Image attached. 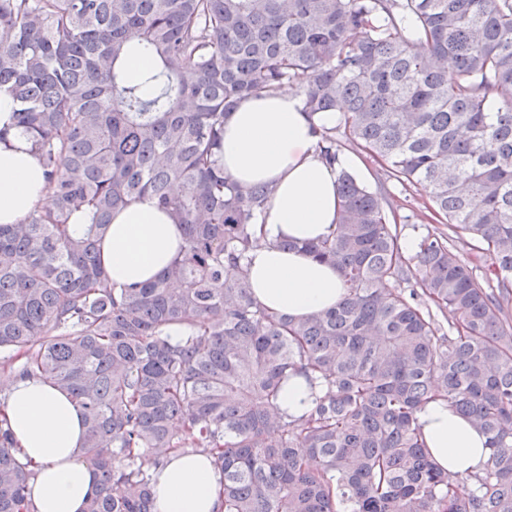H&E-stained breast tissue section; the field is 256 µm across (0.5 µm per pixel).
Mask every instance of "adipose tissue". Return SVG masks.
Masks as SVG:
<instances>
[{
	"label": "adipose tissue",
	"mask_w": 512,
	"mask_h": 512,
	"mask_svg": "<svg viewBox=\"0 0 512 512\" xmlns=\"http://www.w3.org/2000/svg\"><path fill=\"white\" fill-rule=\"evenodd\" d=\"M14 106L0 97V224L19 223L48 196L44 170L29 138L16 127ZM335 113L310 119L300 94L275 91L242 99L224 119V175L248 187L265 183L274 194L260 216L264 241L248 253L251 296L268 310L293 317L330 309L344 288L336 267L302 251L301 243L323 238L339 216L337 168H355V157L329 166L318 148L320 129ZM298 242L282 250L279 240ZM184 245L179 224L151 201L132 203L112 215L100 245L101 260L118 286H139L160 277ZM0 403L19 457L32 465L34 512H83L92 474L83 461L86 434L81 410L42 379L11 376ZM425 444L445 471H480L487 439L447 404L430 402L418 413ZM221 475L201 453H175L153 472V512H223Z\"/></svg>",
	"instance_id": "adipose-tissue-1"
}]
</instances>
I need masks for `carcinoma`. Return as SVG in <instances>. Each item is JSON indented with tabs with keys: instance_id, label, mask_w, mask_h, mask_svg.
Instances as JSON below:
<instances>
[{
	"instance_id": "cac0c4a2",
	"label": "carcinoma",
	"mask_w": 512,
	"mask_h": 512,
	"mask_svg": "<svg viewBox=\"0 0 512 512\" xmlns=\"http://www.w3.org/2000/svg\"><path fill=\"white\" fill-rule=\"evenodd\" d=\"M133 45L156 60L138 84ZM293 85L311 118L340 113L329 164L362 148L450 231L405 255L382 199L339 170L337 224L302 249L344 297L301 318L250 296L273 188L217 157L241 99ZM0 94L50 200L0 224V355L82 410L85 512H152V469L182 450L212 456L224 512H512V0H0ZM143 199L184 247L118 288L99 244ZM290 374L322 387L300 416ZM435 401L486 436L481 471L431 459L418 412ZM32 477L0 416V512H32Z\"/></svg>"
}]
</instances>
